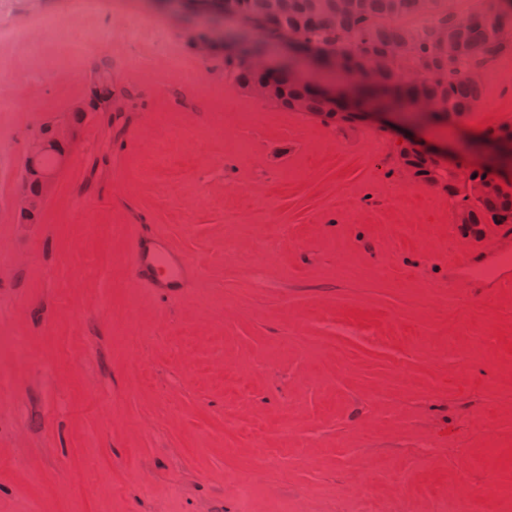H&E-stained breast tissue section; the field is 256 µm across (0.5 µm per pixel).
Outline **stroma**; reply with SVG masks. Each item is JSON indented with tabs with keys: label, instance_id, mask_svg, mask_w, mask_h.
I'll return each mask as SVG.
<instances>
[{
	"label": "stroma",
	"instance_id": "obj_1",
	"mask_svg": "<svg viewBox=\"0 0 512 512\" xmlns=\"http://www.w3.org/2000/svg\"><path fill=\"white\" fill-rule=\"evenodd\" d=\"M59 17L69 64L35 67ZM104 65L124 110L83 121L16 223L27 134ZM223 67L155 0H0V512H512V290L448 284L496 225L403 178L404 130L279 109ZM481 89L464 128L512 121V55ZM136 226L198 281L131 284Z\"/></svg>",
	"mask_w": 512,
	"mask_h": 512
}]
</instances>
